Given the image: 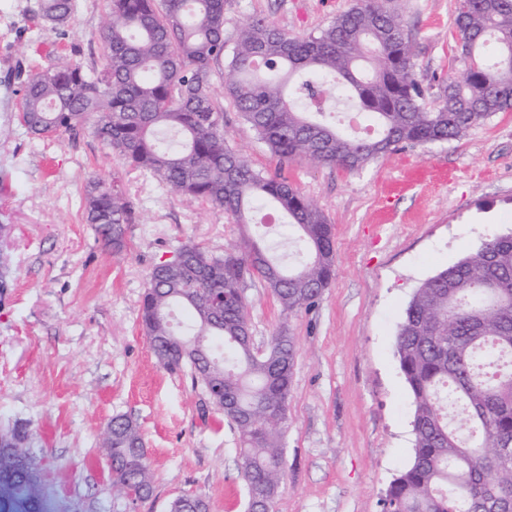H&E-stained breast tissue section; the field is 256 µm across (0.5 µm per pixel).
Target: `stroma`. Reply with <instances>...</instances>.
Masks as SVG:
<instances>
[{
  "label": "stroma",
  "mask_w": 512,
  "mask_h": 512,
  "mask_svg": "<svg viewBox=\"0 0 512 512\" xmlns=\"http://www.w3.org/2000/svg\"><path fill=\"white\" fill-rule=\"evenodd\" d=\"M354 0H226L224 38L261 16L292 35L326 26ZM456 0H398L416 39L423 79L463 67L450 31ZM38 0H0V429L23 423L44 456L42 479L57 512H132L112 487L104 429L115 415L141 427L154 493L133 512H170L185 494L211 512H245L234 425L170 371L140 328L152 266L181 244L223 253L242 229L231 215L190 202L156 178L124 168L89 126L51 140L20 122L17 69L34 75L55 56L89 67L101 53L107 0H77L54 29ZM229 147L258 170L275 162L213 77ZM116 179L138 221L115 252L82 218L91 177ZM292 184L334 226L335 276L318 305L283 320L260 279L248 282L251 332L263 345L280 326L298 354L288 401L286 476L272 512H382L390 482L413 458L412 398L395 337L414 290L512 231V112L464 136L403 148L348 173L308 161Z\"/></svg>",
  "instance_id": "stroma-1"
}]
</instances>
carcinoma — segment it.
I'll use <instances>...</instances> for the list:
<instances>
[{
  "label": "carcinoma",
  "instance_id": "1",
  "mask_svg": "<svg viewBox=\"0 0 512 512\" xmlns=\"http://www.w3.org/2000/svg\"><path fill=\"white\" fill-rule=\"evenodd\" d=\"M394 3L357 0L302 36L250 17L230 47L225 0H109L100 65L57 61L22 89L20 121L30 135L89 123L123 166L243 225L241 245L222 255L186 243L179 270L155 264L141 325L164 367L190 368L205 389L224 387L216 398L238 431L247 512L271 509L283 484L297 348L285 323L256 352L246 285L260 278L286 320L312 309L334 276L333 225L288 181V165L307 159L354 172L512 112V0H457L452 38L464 68L435 86L416 72L414 41ZM76 9V0H40L39 15L60 28ZM491 38L506 54L487 63L480 47ZM222 60L224 89L276 158L272 171L254 169L226 145L223 110L209 89ZM336 90L352 111L372 117L374 136L342 132L326 119ZM258 199L291 227L293 260L280 253L272 226L253 218ZM84 222L120 251L135 203L117 185L90 181ZM220 291L224 309L213 310ZM395 347L413 397L414 447L382 498L383 512H512V233L489 236L417 288ZM106 434L112 485L135 508L154 492L140 426L118 415ZM27 438L21 425L0 432V512L52 510L42 460Z\"/></svg>",
  "mask_w": 512,
  "mask_h": 512
}]
</instances>
